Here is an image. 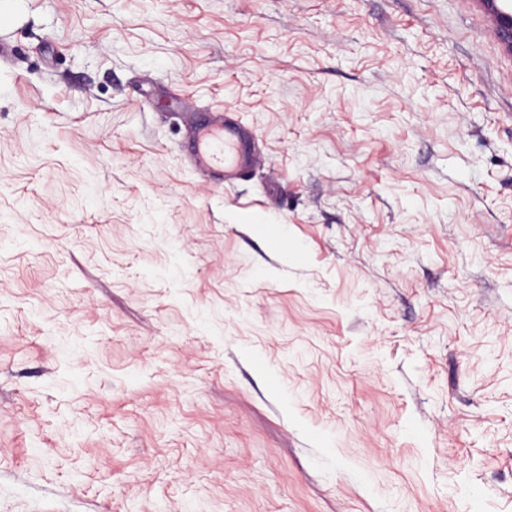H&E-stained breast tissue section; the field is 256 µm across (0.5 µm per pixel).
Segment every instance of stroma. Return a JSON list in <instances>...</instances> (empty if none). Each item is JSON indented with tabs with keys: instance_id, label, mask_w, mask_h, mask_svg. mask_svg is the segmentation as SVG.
<instances>
[{
	"instance_id": "35a3bbf8",
	"label": "stroma",
	"mask_w": 512,
	"mask_h": 512,
	"mask_svg": "<svg viewBox=\"0 0 512 512\" xmlns=\"http://www.w3.org/2000/svg\"><path fill=\"white\" fill-rule=\"evenodd\" d=\"M0 512H512V55L475 0H0ZM233 112L254 165L181 142ZM233 114L210 112L191 127L188 160L205 181L232 184L256 159L254 139Z\"/></svg>"
}]
</instances>
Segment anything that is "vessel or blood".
Returning a JSON list of instances; mask_svg holds the SVG:
<instances>
[{"label":"vessel or blood","instance_id":"1","mask_svg":"<svg viewBox=\"0 0 512 512\" xmlns=\"http://www.w3.org/2000/svg\"><path fill=\"white\" fill-rule=\"evenodd\" d=\"M186 151L203 180L221 185L234 183L256 159L254 139L230 112H212L196 121Z\"/></svg>","mask_w":512,"mask_h":512}]
</instances>
